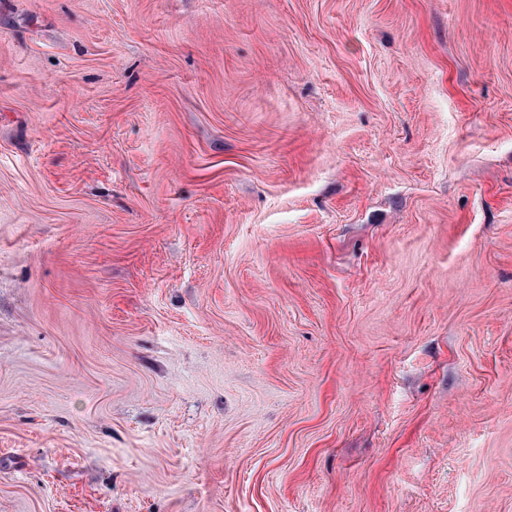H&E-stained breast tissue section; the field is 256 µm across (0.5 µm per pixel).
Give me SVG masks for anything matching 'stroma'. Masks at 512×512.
Instances as JSON below:
<instances>
[{"label": "stroma", "instance_id": "1", "mask_svg": "<svg viewBox=\"0 0 512 512\" xmlns=\"http://www.w3.org/2000/svg\"><path fill=\"white\" fill-rule=\"evenodd\" d=\"M0 512H512V0H0Z\"/></svg>", "mask_w": 512, "mask_h": 512}]
</instances>
